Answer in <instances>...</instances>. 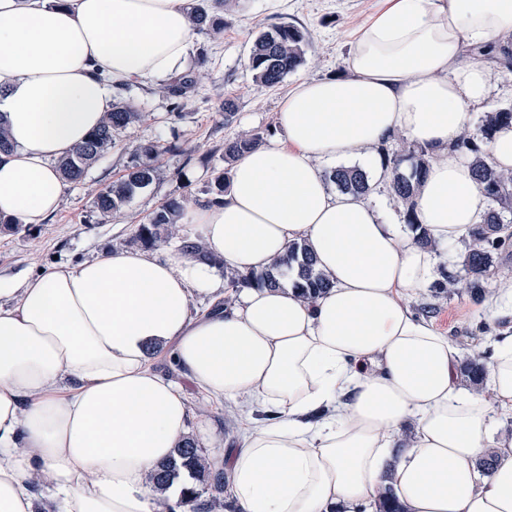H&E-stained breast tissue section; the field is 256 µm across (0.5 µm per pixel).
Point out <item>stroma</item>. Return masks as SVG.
Returning <instances> with one entry per match:
<instances>
[{
	"mask_svg": "<svg viewBox=\"0 0 512 512\" xmlns=\"http://www.w3.org/2000/svg\"><path fill=\"white\" fill-rule=\"evenodd\" d=\"M377 6L378 0H251L246 10L230 16L223 38L192 35L183 68L199 70L200 80L181 115H174L158 84L122 89L124 99L145 105V118L120 130L115 148L81 182L68 185L58 219L0 234V279L17 281L57 261L77 264L105 249L132 248L139 224L162 202L175 199L189 207L208 196L213 178L226 167L225 141L247 130L261 132L268 143L277 138L279 101L300 81L342 73L350 41ZM281 22L310 30L308 62L278 87H261L248 68L251 35ZM203 51L208 63L202 67L198 57ZM228 99L237 107L229 120L224 117ZM161 135L175 148L158 159L153 184L137 192L117 215H100L94 207L97 192L125 174L140 146ZM432 320L464 348L490 342L494 332L482 304L466 295L452 296ZM170 376L183 383L193 409L189 437L204 454H229L238 437L239 416L230 409L213 411L178 370Z\"/></svg>",
	"mask_w": 512,
	"mask_h": 512,
	"instance_id": "35a3bbf8",
	"label": "stroma"
}]
</instances>
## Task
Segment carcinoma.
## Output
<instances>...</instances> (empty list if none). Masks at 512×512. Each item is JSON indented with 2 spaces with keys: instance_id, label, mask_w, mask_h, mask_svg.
Returning <instances> with one entry per match:
<instances>
[{
  "instance_id": "carcinoma-1",
  "label": "carcinoma",
  "mask_w": 512,
  "mask_h": 512,
  "mask_svg": "<svg viewBox=\"0 0 512 512\" xmlns=\"http://www.w3.org/2000/svg\"><path fill=\"white\" fill-rule=\"evenodd\" d=\"M238 0H211V7L196 3L192 6L194 25L192 31L206 33L214 38L224 30L228 21L213 15V10L230 14ZM309 32L305 27L289 23L274 24L258 32L249 55V68L256 83L272 88L283 82L285 77L304 65L309 45ZM470 57L479 60L494 59L501 65H512V34L507 44L489 51L478 50ZM196 79L190 73H181L168 80L163 92L175 109L184 106L185 100L195 91ZM143 107L124 100L116 101L112 112L107 114L103 124L94 131L85 143L72 153L62 157L57 164L62 177L69 182L80 181L86 171L102 160L116 145L115 134L140 120ZM512 121V107H495L484 112L480 135L466 134L456 143V148L472 157L481 190L488 202V211L484 221L473 232V244L469 247L463 263L466 275L457 279L447 276L451 286L461 285L464 291L477 299L486 292V279L496 266L499 252L506 239L498 236L502 225L512 223V174L496 171L482 149V144L490 139L491 132L499 122ZM260 134L243 132L238 137L224 143V158L232 162L248 150L258 146ZM173 148L172 143L158 139L142 148V157L138 158L121 179L101 189L95 199V206L104 215H110L120 209L140 190L149 187L155 178L154 161L164 152ZM389 170L388 192L404 209V223H416L411 210V200L426 176L430 161L429 151L411 144L401 137L392 139L391 144L383 143L377 148ZM328 179L339 191L365 196L372 191L368 176L357 166L338 167L331 171ZM183 205L170 200L157 207L139 225L135 232V241L154 246L166 238L169 228L179 223ZM294 272V288L303 295L314 297L323 293L329 282L315 268L314 258L306 247L294 243L287 254L276 261L269 269L249 275H236L232 280L243 286H281L283 269ZM207 484L211 490L224 493V473L211 471L205 458L197 449L194 440L188 438L177 448L176 454L160 463L150 476L155 492L165 494L170 485L181 474Z\"/></svg>"
}]
</instances>
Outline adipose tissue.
I'll use <instances>...</instances> for the list:
<instances>
[{"label": "adipose tissue", "mask_w": 512, "mask_h": 512, "mask_svg": "<svg viewBox=\"0 0 512 512\" xmlns=\"http://www.w3.org/2000/svg\"><path fill=\"white\" fill-rule=\"evenodd\" d=\"M191 0H0V215L33 226L67 188L57 160L111 111L117 87L168 77L191 52ZM512 33V0H384L342 74L281 101L279 140L234 164L220 201L183 221L209 253L106 250L0 280V512H160L147 476L191 407L170 361L208 402L261 404L226 458L236 512H359L392 474L406 512H512V270L484 300L496 323L486 390L459 383L466 352L411 309L441 280L438 248L469 240L487 203L453 147L492 88L464 61ZM430 147L418 228L330 191L329 161L382 173L393 136ZM306 243L329 288H229ZM411 438H404L405 427ZM495 455L486 470L478 463Z\"/></svg>", "instance_id": "obj_1"}]
</instances>
